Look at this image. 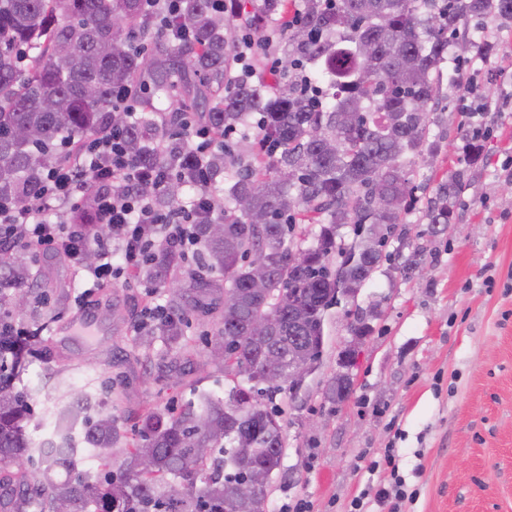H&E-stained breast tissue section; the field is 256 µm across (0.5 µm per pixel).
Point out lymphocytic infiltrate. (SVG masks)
<instances>
[{
	"instance_id": "obj_1",
	"label": "lymphocytic infiltrate",
	"mask_w": 512,
	"mask_h": 512,
	"mask_svg": "<svg viewBox=\"0 0 512 512\" xmlns=\"http://www.w3.org/2000/svg\"><path fill=\"white\" fill-rule=\"evenodd\" d=\"M121 134L110 129L81 148L64 143V163L46 169L37 193L22 199L0 200V256H8L21 243L52 245L62 254L71 246L97 248L100 261L94 267L74 262L78 274L89 277L92 287L111 284L114 275L140 267L154 255L158 240L179 243L182 250L197 245L192 226L198 208H214L213 199L198 194L195 205L163 211L143 196L138 186L147 175L136 167L121 147ZM90 200L106 240H97L82 224L50 223L47 213L58 205Z\"/></svg>"
}]
</instances>
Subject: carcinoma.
<instances>
[{
	"label": "carcinoma",
	"mask_w": 512,
	"mask_h": 512,
	"mask_svg": "<svg viewBox=\"0 0 512 512\" xmlns=\"http://www.w3.org/2000/svg\"><path fill=\"white\" fill-rule=\"evenodd\" d=\"M287 13V0H259L247 13L244 0H224L222 13L210 0H180L169 26L190 30L194 39L177 43L161 37L142 0H0V198L23 187L37 192L42 170L61 159L62 141L82 145L112 127L123 131L134 165L176 171L162 188L149 181L140 187L163 210L180 205V191L202 176H224L222 217L203 212L194 226L199 266L220 276L197 275L181 285V255L160 249L138 274L171 289L173 299L143 343L159 338L176 348L185 336L183 308L201 316L218 309L208 354L233 362L241 378L225 398L201 392L177 414L140 413L139 440L128 443L118 465L117 417L77 406L92 396L86 391L53 402L45 416L80 431L99 460V470H80L73 457L45 460L34 446L43 422L31 413L28 391L14 386L27 350L0 318V461L21 464L0 477V492L15 498L13 512L31 505L38 512H233L252 472L268 481L253 487L249 512H267L285 441L279 415L261 398L302 386L288 384V363L317 369L329 309L350 299L346 289L372 279L404 223L414 201L407 172L438 152L428 139L429 112L457 26L490 13L512 19V0H300L292 25L284 23ZM236 16L262 41L269 26L287 35L288 66L301 73L317 67L325 75L320 94L277 90L262 73L238 77L236 45L226 33L227 19ZM136 34L161 38L164 46L146 60L130 48ZM364 41L375 46L369 57L360 51ZM21 47L28 53L23 63ZM180 84L203 105L198 122L217 138L256 127L250 160L226 148L201 160L155 119L129 122L112 109L115 93L144 85L152 99L143 111L155 112ZM461 188L459 177L439 184L426 206L433 230L448 228V199ZM377 193L387 209L375 207ZM306 222L319 226L307 247L299 230ZM349 224L355 238L346 244L340 230ZM258 267L268 281L262 291L251 287ZM284 294L294 305L281 304ZM33 295L43 297L31 267L0 260V306ZM269 367L280 373L279 384L264 382ZM349 393L344 376L328 384L332 401ZM144 456L153 460L148 470L140 469ZM25 464L35 466L33 484Z\"/></svg>",
	"instance_id": "obj_1"
}]
</instances>
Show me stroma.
<instances>
[{"mask_svg": "<svg viewBox=\"0 0 512 512\" xmlns=\"http://www.w3.org/2000/svg\"><path fill=\"white\" fill-rule=\"evenodd\" d=\"M459 36L488 41L489 57L461 53L446 64L440 108L430 116L439 149L418 163L411 181L417 201L390 239L379 269L356 300L332 309L319 368L296 396L277 394L285 437L284 476L275 478L270 512L305 503L309 512H351L363 493L405 480L410 500L400 512H512V20L469 19ZM480 154H472L471 140ZM461 175L451 201L453 220L432 234L425 206L436 187ZM420 268L404 273L411 254ZM43 288L66 290L60 308H10L16 324L58 311L66 323L83 306L99 312V334L51 330L45 344L70 367L67 384L102 393L99 410L134 433V412L177 409L193 389L223 395L230 381L205 346L217 316L187 312L191 346L168 351L161 342L136 348L147 310L166 307L163 288L128 274L87 289L53 247L27 248ZM364 316L371 331L348 370L347 398L331 402L326 387L340 371L351 339L348 322ZM34 411L57 384L53 364L32 351L21 381ZM393 449L395 468L383 466Z\"/></svg>", "mask_w": 512, "mask_h": 512, "instance_id": "1", "label": "stroma"}]
</instances>
